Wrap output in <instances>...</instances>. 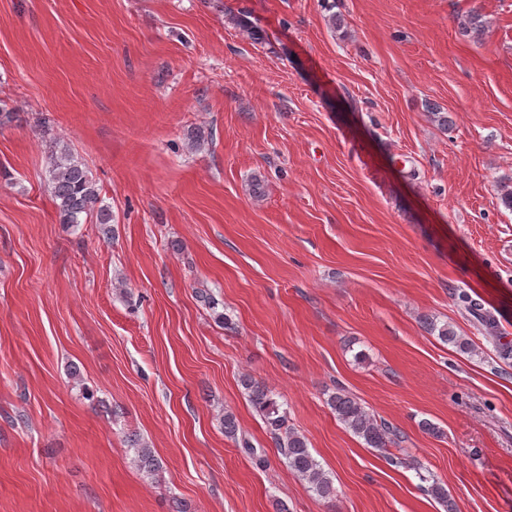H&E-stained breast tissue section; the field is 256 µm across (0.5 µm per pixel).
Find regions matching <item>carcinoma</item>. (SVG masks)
I'll return each mask as SVG.
<instances>
[{"label":"carcinoma","instance_id":"cac0c4a2","mask_svg":"<svg viewBox=\"0 0 512 512\" xmlns=\"http://www.w3.org/2000/svg\"><path fill=\"white\" fill-rule=\"evenodd\" d=\"M49 176L60 224L69 229L93 218L95 223L101 226L103 234L111 233L112 213L102 205L99 188L90 178L85 166L63 145L56 144L50 149ZM458 301L485 328L495 329L496 321L493 316L470 293L460 291ZM424 329L464 353L475 352L474 345L467 338L458 335L453 327L446 323L440 325L436 319L427 317L424 319ZM241 384L247 390L255 411L276 440L288 467L308 484L317 497L324 500L334 498L335 488L332 480L312 455L306 437L288 427L287 413L281 409V405L272 397L270 391L249 375L242 377ZM328 405L345 428L362 439L368 447L387 453L389 447L396 444L395 430L377 419L348 391L336 389L329 395ZM222 424L226 438L238 443L246 451L253 452L248 440L238 439L239 426L232 412H224ZM126 443L134 451L132 462L137 471L148 479L154 478L161 469V460L155 451L135 434L126 436ZM426 492L446 506L448 512H454V505L448 497L445 483L433 478L426 487Z\"/></svg>","mask_w":512,"mask_h":512}]
</instances>
